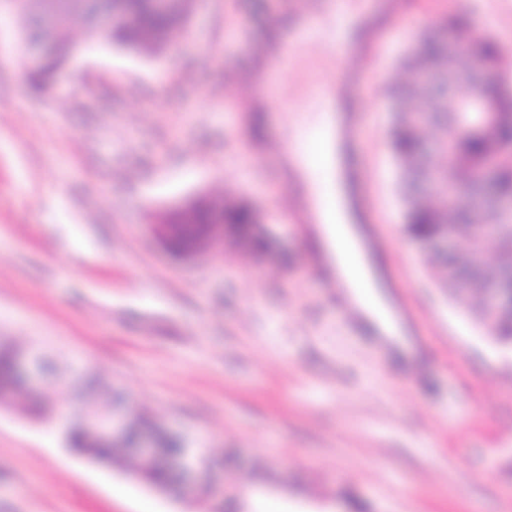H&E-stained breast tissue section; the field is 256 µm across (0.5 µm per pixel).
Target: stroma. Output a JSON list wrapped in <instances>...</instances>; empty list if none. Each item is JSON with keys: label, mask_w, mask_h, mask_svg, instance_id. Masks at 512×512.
<instances>
[{"label": "stroma", "mask_w": 512, "mask_h": 512, "mask_svg": "<svg viewBox=\"0 0 512 512\" xmlns=\"http://www.w3.org/2000/svg\"><path fill=\"white\" fill-rule=\"evenodd\" d=\"M292 0H198L158 59L90 36L45 89L11 0H0V336L59 367L42 422L0 404V512H512V352L477 329L405 237L386 85L413 37L448 13L512 50V0H410L360 106L371 216L387 280L416 314L414 353H384L318 265L320 237L272 146L321 136L316 112L249 100L257 54ZM221 196L259 210L272 253L235 238L180 261L150 227L171 207ZM171 431L197 441L210 496L142 483L71 454L59 425L78 408L71 363Z\"/></svg>", "instance_id": "1"}]
</instances>
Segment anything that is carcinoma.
Listing matches in <instances>:
<instances>
[{"mask_svg": "<svg viewBox=\"0 0 512 512\" xmlns=\"http://www.w3.org/2000/svg\"><path fill=\"white\" fill-rule=\"evenodd\" d=\"M73 0H53L54 31L66 28L74 13ZM180 27L166 17L140 12L130 21L117 23L103 37L119 48L158 56L171 45ZM475 52L486 67L500 60L498 42L488 36L475 44ZM66 64V57L55 51L44 57L41 68L30 73L40 88ZM431 74L435 81L421 79ZM448 80V46L439 39H416L407 60L392 78L390 87L395 118L389 133V148L396 168L398 195L403 207L404 232L421 250L450 233L465 242V249L452 256L425 254L443 288H452L453 299L465 303L472 321L495 331L503 340L512 338V314L491 313L487 293L496 285L512 280V212L499 208L512 201V112L488 130H475L452 143L455 158L453 186H448V150L441 149L432 159L423 150L431 132L439 141L448 139V125L464 118L445 92ZM226 224H254L252 210L236 202L215 200ZM497 261L490 264L486 254ZM21 347L9 340L0 342V401L30 398L15 373V359ZM80 382L83 403L101 412L119 400V394L83 366L72 368ZM136 429L153 433L158 456L150 474L154 481L171 483L174 473L168 460L181 440L152 420L142 409L128 407ZM66 447L90 460L110 464L123 452L118 443L103 440L83 423L75 422L63 431Z\"/></svg>", "mask_w": 512, "mask_h": 512, "instance_id": "cac0c4a2", "label": "carcinoma"}]
</instances>
